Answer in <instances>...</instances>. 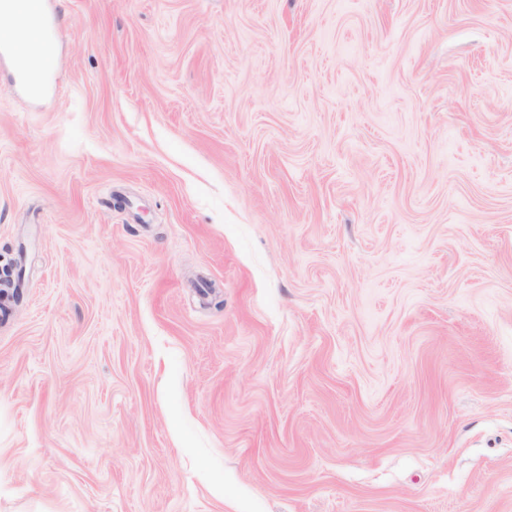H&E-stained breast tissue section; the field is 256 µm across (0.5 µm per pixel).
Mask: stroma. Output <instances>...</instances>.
Instances as JSON below:
<instances>
[{
  "instance_id": "35a3bbf8",
  "label": "stroma",
  "mask_w": 512,
  "mask_h": 512,
  "mask_svg": "<svg viewBox=\"0 0 512 512\" xmlns=\"http://www.w3.org/2000/svg\"><path fill=\"white\" fill-rule=\"evenodd\" d=\"M48 4L0 512H512V0Z\"/></svg>"
}]
</instances>
